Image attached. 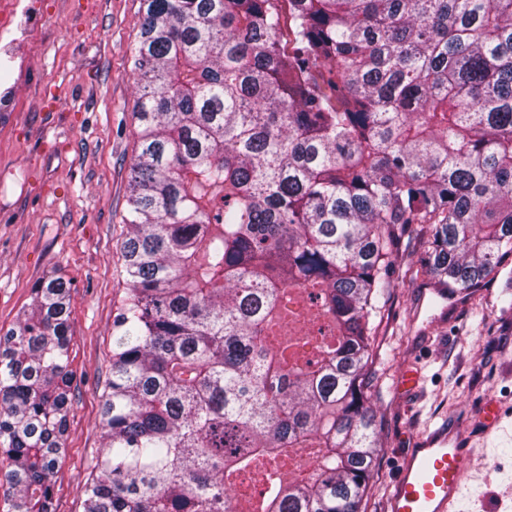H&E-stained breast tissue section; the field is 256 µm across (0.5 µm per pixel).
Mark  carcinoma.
I'll use <instances>...</instances> for the list:
<instances>
[{"mask_svg":"<svg viewBox=\"0 0 512 512\" xmlns=\"http://www.w3.org/2000/svg\"><path fill=\"white\" fill-rule=\"evenodd\" d=\"M125 296L84 512H362L407 277L512 307V0H143ZM410 239L418 264L399 262ZM309 292L319 334L272 326ZM0 331V488L56 512L71 284ZM298 448L314 466L281 480ZM258 497L227 489L252 476Z\"/></svg>","mask_w":512,"mask_h":512,"instance_id":"obj_1","label":"carcinoma"}]
</instances>
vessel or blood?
Segmentation results:
<instances>
[{"label": "vessel or blood", "instance_id": "obj_1", "mask_svg": "<svg viewBox=\"0 0 512 512\" xmlns=\"http://www.w3.org/2000/svg\"><path fill=\"white\" fill-rule=\"evenodd\" d=\"M468 465L469 450L458 433L426 431L398 465L386 512H457Z\"/></svg>", "mask_w": 512, "mask_h": 512}]
</instances>
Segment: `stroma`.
I'll return each mask as SVG.
<instances>
[{
    "instance_id": "35a3bbf8",
    "label": "stroma",
    "mask_w": 512,
    "mask_h": 512,
    "mask_svg": "<svg viewBox=\"0 0 512 512\" xmlns=\"http://www.w3.org/2000/svg\"><path fill=\"white\" fill-rule=\"evenodd\" d=\"M40 33L25 50L20 106L0 112V328L9 329L35 284L61 275L70 308L74 403L53 478L56 512H84L93 454L103 445L102 395L112 321L125 295L121 242L128 176L137 141L131 51L142 0H41ZM483 317L403 280L387 304L372 398L380 428L364 512H385L397 464L426 429L441 425L470 440L461 512H512V308L484 290ZM420 365L423 387L396 388Z\"/></svg>"
}]
</instances>
